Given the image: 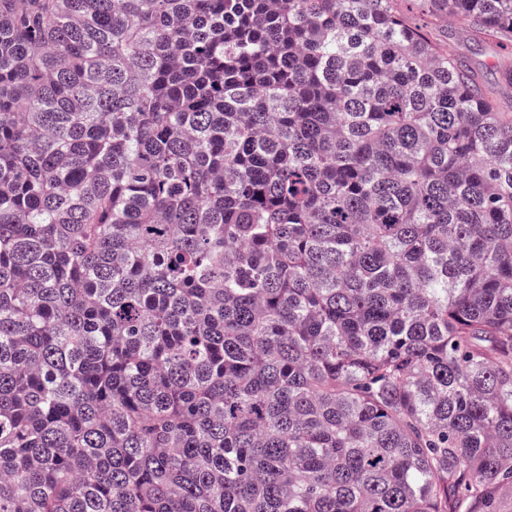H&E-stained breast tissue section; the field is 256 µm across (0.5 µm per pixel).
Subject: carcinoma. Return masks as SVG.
Returning <instances> with one entry per match:
<instances>
[{"instance_id":"carcinoma-1","label":"carcinoma","mask_w":512,"mask_h":512,"mask_svg":"<svg viewBox=\"0 0 512 512\" xmlns=\"http://www.w3.org/2000/svg\"><path fill=\"white\" fill-rule=\"evenodd\" d=\"M0 0V512H512V0ZM432 37L447 46L449 50L466 57L471 66L483 74L488 88L496 89L495 82L499 78L498 69L493 67L494 63L512 67L511 53L504 52L491 43H484L478 47L469 39L462 25H452L448 27V31L443 29L433 31Z\"/></svg>"}]
</instances>
